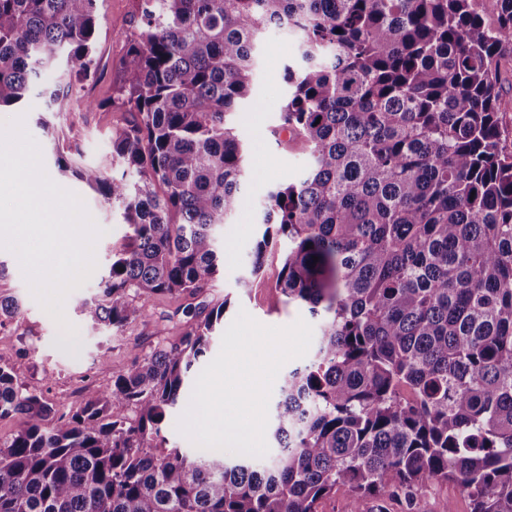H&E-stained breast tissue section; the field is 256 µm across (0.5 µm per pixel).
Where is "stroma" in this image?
<instances>
[{
    "instance_id": "stroma-1",
    "label": "stroma",
    "mask_w": 512,
    "mask_h": 512,
    "mask_svg": "<svg viewBox=\"0 0 512 512\" xmlns=\"http://www.w3.org/2000/svg\"><path fill=\"white\" fill-rule=\"evenodd\" d=\"M133 0H101L97 15V75L75 84L74 94L50 104L48 97H35L28 105L0 109V121L24 116L25 126L41 148L45 170L61 187L76 193L85 203L103 236L95 246L97 266L89 280L72 290L65 301V316L74 325L76 337L64 338L58 324L33 298L17 257L0 249V295L15 297L19 314L0 323V366L9 368L18 386L40 395L55 415L71 414L85 403L90 389H104L112 378L134 358L150 353L167 339L180 336L183 324L199 303L228 302L225 323H232L239 310L268 326H287L297 319H309L305 306L277 302L275 283L281 268L282 246L268 252L262 272L250 287L238 285L247 275L251 251L263 228L262 206L269 188L284 179H297L308 166V156L299 149L277 145L270 130L279 121V109L287 93L284 68L299 54L298 35L279 29L268 31L257 54V86L252 119L238 123L237 132L248 146L250 179L245 203L223 234L233 248L227 252L212 288L193 298L173 294L152 298L137 318L119 330L87 322L82 305L97 295V281L108 272L112 256L127 243L129 229L111 202L78 181L61 174L54 164L55 141L80 148L83 163L108 166V134L127 123L131 115L114 106L112 99L123 73L121 60L132 31ZM168 328L167 336L156 333L158 324Z\"/></svg>"
}]
</instances>
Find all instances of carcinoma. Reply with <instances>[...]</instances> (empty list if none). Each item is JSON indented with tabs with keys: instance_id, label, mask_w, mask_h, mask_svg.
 <instances>
[{
	"instance_id": "cac0c4a2",
	"label": "carcinoma",
	"mask_w": 512,
	"mask_h": 512,
	"mask_svg": "<svg viewBox=\"0 0 512 512\" xmlns=\"http://www.w3.org/2000/svg\"><path fill=\"white\" fill-rule=\"evenodd\" d=\"M97 2L0 0V107L63 60L96 73ZM495 3L490 23L479 0H135L112 175L56 157L131 229L84 318L119 329L209 287L249 175L238 104L280 29L300 61L271 134L310 163L268 191L240 285L286 243L280 300L307 306L317 344L284 378L263 467L154 451L224 302L68 417L0 366V417L21 420L0 439V512H318L341 488L346 512H413L439 481L470 512H512V0ZM512 72L504 71L501 76V93L499 99L500 117L508 130L512 129Z\"/></svg>"
}]
</instances>
